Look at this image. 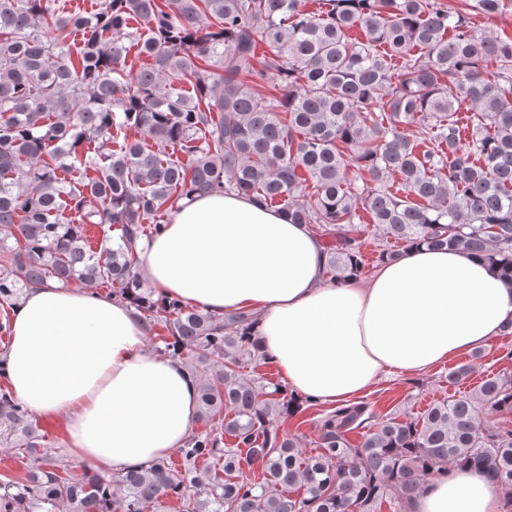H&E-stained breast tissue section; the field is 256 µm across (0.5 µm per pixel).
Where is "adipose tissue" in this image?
Listing matches in <instances>:
<instances>
[{
  "label": "adipose tissue",
  "instance_id": "adipose-tissue-1",
  "mask_svg": "<svg viewBox=\"0 0 512 512\" xmlns=\"http://www.w3.org/2000/svg\"><path fill=\"white\" fill-rule=\"evenodd\" d=\"M139 249L156 295L218 317L257 314L289 390L318 402L428 372L488 346L512 319V282L480 256L420 246L339 284L306 225L235 192L182 199ZM145 336L126 304L51 282L19 301L0 366L30 413L60 423L73 456L120 472L168 456L196 430L198 376L148 352ZM500 508L484 473L456 467L435 472L410 512Z\"/></svg>",
  "mask_w": 512,
  "mask_h": 512
}]
</instances>
